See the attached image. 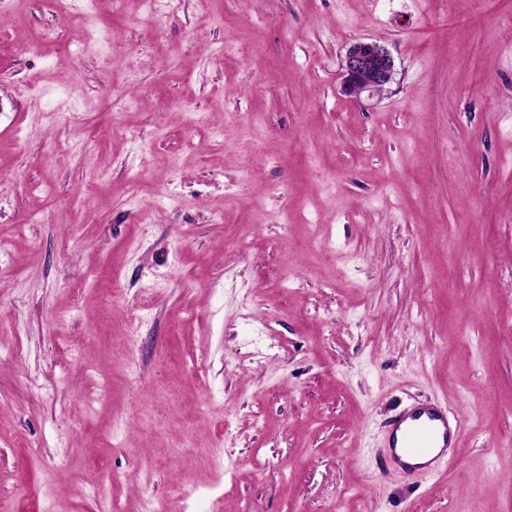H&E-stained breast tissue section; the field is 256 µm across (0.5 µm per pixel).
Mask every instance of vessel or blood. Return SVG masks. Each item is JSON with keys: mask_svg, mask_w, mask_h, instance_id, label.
I'll return each instance as SVG.
<instances>
[{"mask_svg": "<svg viewBox=\"0 0 512 512\" xmlns=\"http://www.w3.org/2000/svg\"><path fill=\"white\" fill-rule=\"evenodd\" d=\"M463 417L438 401L415 404L396 415L388 429L390 460L408 474L437 472L452 462Z\"/></svg>", "mask_w": 512, "mask_h": 512, "instance_id": "obj_1", "label": "vessel or blood"}]
</instances>
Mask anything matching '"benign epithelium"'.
Returning a JSON list of instances; mask_svg holds the SVG:
<instances>
[{
    "label": "benign epithelium",
    "instance_id": "1",
    "mask_svg": "<svg viewBox=\"0 0 512 512\" xmlns=\"http://www.w3.org/2000/svg\"><path fill=\"white\" fill-rule=\"evenodd\" d=\"M394 75V59L389 51L375 41L352 43L344 59V90L349 95L376 93L388 85Z\"/></svg>",
    "mask_w": 512,
    "mask_h": 512
}]
</instances>
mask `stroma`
Instances as JSON below:
<instances>
[{
	"label": "stroma",
	"mask_w": 512,
	"mask_h": 512,
	"mask_svg": "<svg viewBox=\"0 0 512 512\" xmlns=\"http://www.w3.org/2000/svg\"><path fill=\"white\" fill-rule=\"evenodd\" d=\"M0 243L15 512H512V0H0ZM394 66V59L385 47L376 41L357 40L345 54V93L360 97L364 92L383 90L393 79ZM465 422L439 401L415 404L396 415L388 429L390 460L408 474L439 472L454 461Z\"/></svg>",
	"instance_id": "obj_1"
}]
</instances>
